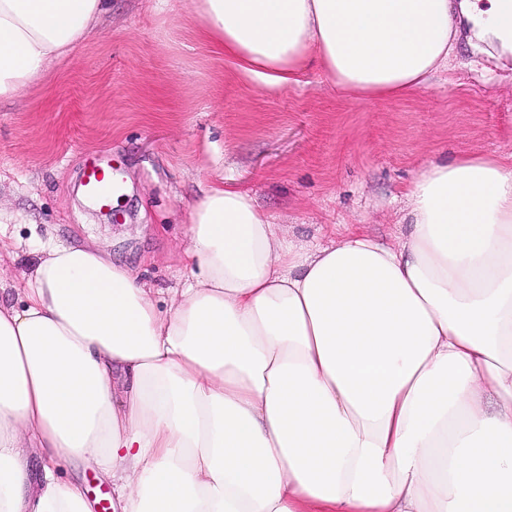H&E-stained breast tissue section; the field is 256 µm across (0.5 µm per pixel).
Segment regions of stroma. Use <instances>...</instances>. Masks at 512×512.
I'll list each match as a JSON object with an SVG mask.
<instances>
[{"instance_id":"1","label":"stroma","mask_w":512,"mask_h":512,"mask_svg":"<svg viewBox=\"0 0 512 512\" xmlns=\"http://www.w3.org/2000/svg\"><path fill=\"white\" fill-rule=\"evenodd\" d=\"M190 6L110 0L72 55L0 102V300H16L36 249L90 242L167 305L188 278L189 215L220 180L247 190L295 245H329L335 224L393 243L430 164L512 158V62L468 37L404 98L343 95L315 70L268 92L211 53ZM92 154L121 165L119 222L80 191Z\"/></svg>"}]
</instances>
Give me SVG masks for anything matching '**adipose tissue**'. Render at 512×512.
<instances>
[{
  "mask_svg": "<svg viewBox=\"0 0 512 512\" xmlns=\"http://www.w3.org/2000/svg\"><path fill=\"white\" fill-rule=\"evenodd\" d=\"M107 0H0V99ZM194 30L269 89L319 69L404 98L462 31L512 54V0H192ZM386 244L359 224L299 248L243 189L191 214L167 310L94 244L42 250L0 302V512H512V162L434 163ZM43 462L33 476L32 461ZM59 467H57L58 472L66 477H70L73 479H77L85 484L86 488L88 489V497L92 504V511L91 512H111V504L112 500L117 504L116 501V495L112 494V483L108 480H103L95 472L89 469H78L77 467L72 466L71 464H65L63 462L58 464ZM94 485H97L98 487L102 486L105 488L111 496V503L109 499L106 497L101 496L98 500V506L97 507V499L95 498V495L93 494L92 487Z\"/></svg>",
  "mask_w": 512,
  "mask_h": 512,
  "instance_id": "1",
  "label": "adipose tissue"
}]
</instances>
